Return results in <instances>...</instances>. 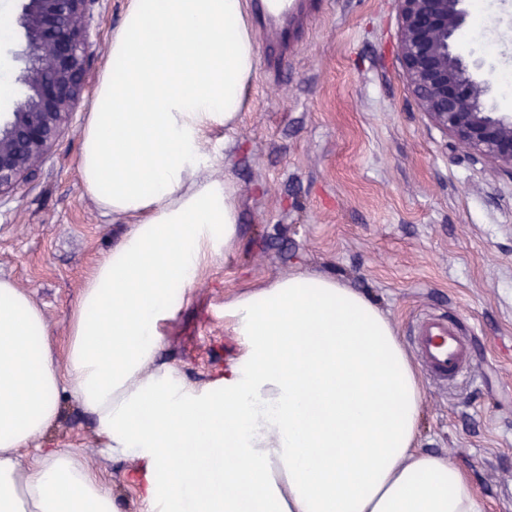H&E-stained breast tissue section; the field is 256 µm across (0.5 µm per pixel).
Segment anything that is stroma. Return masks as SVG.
Masks as SVG:
<instances>
[{
	"instance_id": "stroma-1",
	"label": "stroma",
	"mask_w": 512,
	"mask_h": 512,
	"mask_svg": "<svg viewBox=\"0 0 512 512\" xmlns=\"http://www.w3.org/2000/svg\"><path fill=\"white\" fill-rule=\"evenodd\" d=\"M126 0H96L93 72ZM455 48L485 62L499 111L512 112V0H468ZM396 0H325L293 61L259 71L234 130L213 134L219 173L240 188V244L217 261L165 331L162 361L200 384L235 349L224 299L268 278L326 273L362 291L410 343L424 313L455 320L474 371L424 379L421 448L459 463L486 512H512V178L474 162L427 120L402 78ZM20 29L0 36V77L25 96ZM82 99L38 176L0 198V276L43 308L64 340L92 266L122 220L100 213L78 177ZM44 448L82 452L120 512H144L127 462L99 446L92 417L67 401Z\"/></svg>"
}]
</instances>
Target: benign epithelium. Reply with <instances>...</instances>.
<instances>
[{
    "label": "benign epithelium",
    "mask_w": 512,
    "mask_h": 512,
    "mask_svg": "<svg viewBox=\"0 0 512 512\" xmlns=\"http://www.w3.org/2000/svg\"><path fill=\"white\" fill-rule=\"evenodd\" d=\"M16 23L27 66L26 104L0 117V198L34 178L73 115L93 59L88 17L95 0H21ZM403 77L427 119L475 161L512 176V113L490 102L492 85L453 43L467 0H397Z\"/></svg>",
    "instance_id": "1"
}]
</instances>
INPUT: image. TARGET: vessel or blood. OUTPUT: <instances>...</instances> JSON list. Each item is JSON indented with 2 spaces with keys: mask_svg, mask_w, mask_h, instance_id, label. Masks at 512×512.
<instances>
[{
  "mask_svg": "<svg viewBox=\"0 0 512 512\" xmlns=\"http://www.w3.org/2000/svg\"><path fill=\"white\" fill-rule=\"evenodd\" d=\"M321 0H254L257 20L267 39V62L277 68L293 47L297 24L317 8ZM415 351L430 377L451 381L468 372L472 344L459 325L446 316L419 320L413 336Z\"/></svg>",
  "mask_w": 512,
  "mask_h": 512,
  "instance_id": "obj_1",
  "label": "vessel or blood"
}]
</instances>
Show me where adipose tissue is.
I'll use <instances>...</instances> for the list:
<instances>
[{"instance_id": "adipose-tissue-1", "label": "adipose tissue", "mask_w": 512, "mask_h": 512, "mask_svg": "<svg viewBox=\"0 0 512 512\" xmlns=\"http://www.w3.org/2000/svg\"><path fill=\"white\" fill-rule=\"evenodd\" d=\"M259 58L246 0H127L82 128L84 196L125 219L64 343L0 277V512H120L71 449L25 458L71 398L132 464L145 512H485L419 446L424 389L389 317L299 272L224 302L235 355L204 383L162 362L164 329L240 238L212 133L237 125Z\"/></svg>"}]
</instances>
